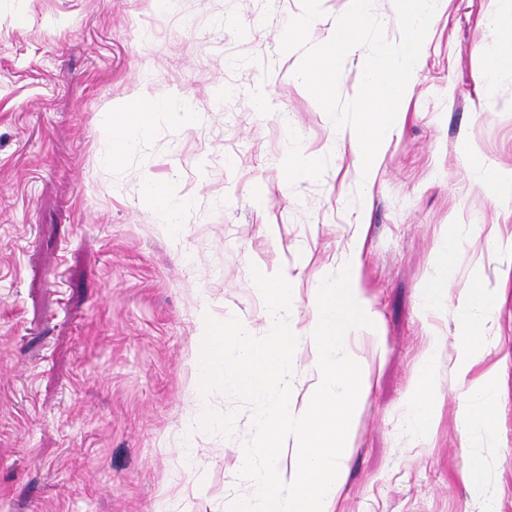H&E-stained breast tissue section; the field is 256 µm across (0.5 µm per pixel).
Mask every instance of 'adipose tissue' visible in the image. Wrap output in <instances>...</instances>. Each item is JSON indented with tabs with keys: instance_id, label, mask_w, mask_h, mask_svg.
<instances>
[{
	"instance_id": "ef3b65f1",
	"label": "adipose tissue",
	"mask_w": 512,
	"mask_h": 512,
	"mask_svg": "<svg viewBox=\"0 0 512 512\" xmlns=\"http://www.w3.org/2000/svg\"><path fill=\"white\" fill-rule=\"evenodd\" d=\"M486 15L488 26L500 37V48L482 64L485 81L503 71L512 72V0H492ZM158 102L133 100L112 113V162H120L128 146L145 137L151 130ZM457 158L466 166L471 179L483 187L499 203L512 201V170L487 163L476 142L460 137L455 145ZM475 227L454 221L442 225L439 245L434 257V272L423 283L420 302L424 311L451 310L455 325V370L464 384L457 418V430L468 449L458 471V478L473 495L478 512H498L499 493L493 488L484 449L493 447L501 420L503 403L500 381L502 363L486 365L489 337L499 302L502 285L512 277V255H503L500 235H486L488 255L498 267L495 279H488L483 261H476L468 283L452 291L456 258L460 242L474 235ZM437 340H430L418 362L406 402L405 429L416 441L428 440L437 430L443 396L436 386L435 355Z\"/></svg>"
}]
</instances>
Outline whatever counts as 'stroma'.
Masks as SVG:
<instances>
[{"mask_svg": "<svg viewBox=\"0 0 512 512\" xmlns=\"http://www.w3.org/2000/svg\"><path fill=\"white\" fill-rule=\"evenodd\" d=\"M490 6L450 0L364 189L293 78L301 51H280L299 0H0V512H224L248 494L235 465L251 407L214 393L212 408L237 412L231 437L190 427L200 309L261 326L250 269L285 267L307 321L318 279L355 245L382 343L355 347L372 385L337 512H477L457 480L453 316L426 317L418 288L449 220L497 227L512 246V208L455 155L468 135L512 169V74L480 76L499 47ZM262 80L264 115L250 107ZM186 96L199 119L179 130L168 108ZM140 97L166 107L112 163L111 113ZM295 137L320 164L287 185L279 165ZM149 179L176 186L179 223L148 204ZM435 331L446 398L423 444L405 433V408ZM490 351L506 361V399L486 458L499 512H512V280Z\"/></svg>", "mask_w": 512, "mask_h": 512, "instance_id": "35a3bbf8", "label": "stroma"}]
</instances>
